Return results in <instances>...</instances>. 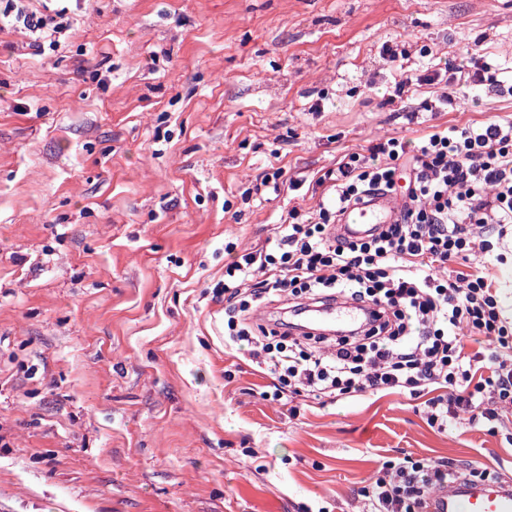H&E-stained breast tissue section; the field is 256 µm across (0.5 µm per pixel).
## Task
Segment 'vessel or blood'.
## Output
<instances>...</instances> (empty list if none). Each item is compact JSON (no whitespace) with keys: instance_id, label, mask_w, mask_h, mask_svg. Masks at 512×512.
<instances>
[{"instance_id":"vessel-or-blood-1","label":"vessel or blood","mask_w":512,"mask_h":512,"mask_svg":"<svg viewBox=\"0 0 512 512\" xmlns=\"http://www.w3.org/2000/svg\"><path fill=\"white\" fill-rule=\"evenodd\" d=\"M398 207L396 197H368L344 213L338 233L346 238L368 236L378 225L391 223ZM364 319V314L355 306L339 303L309 308L306 323L308 330L333 332L355 327ZM425 512H512V479L460 480L449 484L428 498Z\"/></svg>"}]
</instances>
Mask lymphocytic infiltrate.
<instances>
[{
  "instance_id": "obj_1",
  "label": "lymphocytic infiltrate",
  "mask_w": 512,
  "mask_h": 512,
  "mask_svg": "<svg viewBox=\"0 0 512 512\" xmlns=\"http://www.w3.org/2000/svg\"><path fill=\"white\" fill-rule=\"evenodd\" d=\"M407 193L378 234L342 241L332 229L363 196ZM326 202L292 208L273 245L244 251L224 269V343L247 350L283 392L320 400L400 393L425 397L430 421L453 427L460 415L497 423L512 414V317L489 266L505 263L500 239L512 227V121L434 130L417 144L396 137L344 156L317 180ZM339 298L370 308V324L333 336L298 333L258 310L290 312ZM444 459L385 461L359 489L362 512H422L437 487L460 476Z\"/></svg>"
}]
</instances>
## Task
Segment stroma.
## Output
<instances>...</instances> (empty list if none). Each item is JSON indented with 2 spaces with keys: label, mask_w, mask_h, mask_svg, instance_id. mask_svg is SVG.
<instances>
[{
  "label": "stroma",
  "mask_w": 512,
  "mask_h": 512,
  "mask_svg": "<svg viewBox=\"0 0 512 512\" xmlns=\"http://www.w3.org/2000/svg\"><path fill=\"white\" fill-rule=\"evenodd\" d=\"M67 7L55 51L0 26V512H358L403 453L512 476V422L263 399L214 293L345 154L512 119V93L457 72L469 54L512 72V0ZM273 168L301 188L262 187Z\"/></svg>",
  "instance_id": "stroma-1"
}]
</instances>
